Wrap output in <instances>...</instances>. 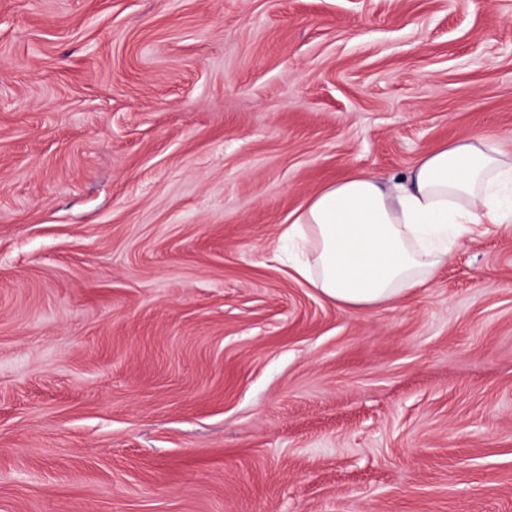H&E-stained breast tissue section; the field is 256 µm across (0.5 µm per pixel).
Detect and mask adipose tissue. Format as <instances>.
<instances>
[{"mask_svg":"<svg viewBox=\"0 0 512 512\" xmlns=\"http://www.w3.org/2000/svg\"><path fill=\"white\" fill-rule=\"evenodd\" d=\"M512 222V154L474 136L422 157L399 180L352 170L288 216L282 240L311 247L294 278L362 311L424 284L483 225Z\"/></svg>","mask_w":512,"mask_h":512,"instance_id":"obj_1","label":"adipose tissue"}]
</instances>
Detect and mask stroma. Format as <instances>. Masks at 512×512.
Instances as JSON below:
<instances>
[{"instance_id":"35a3bbf8","label":"stroma","mask_w":512,"mask_h":512,"mask_svg":"<svg viewBox=\"0 0 512 512\" xmlns=\"http://www.w3.org/2000/svg\"><path fill=\"white\" fill-rule=\"evenodd\" d=\"M512 151V0H0V512H512V225L349 312L326 183Z\"/></svg>"}]
</instances>
